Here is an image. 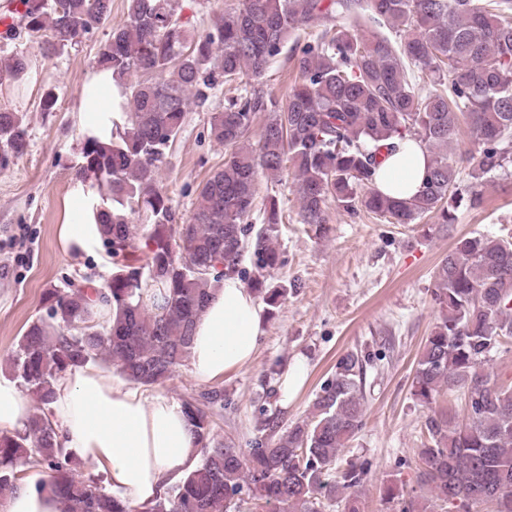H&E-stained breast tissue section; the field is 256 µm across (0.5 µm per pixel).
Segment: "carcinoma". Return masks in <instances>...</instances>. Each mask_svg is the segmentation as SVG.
<instances>
[{
    "instance_id": "cac0c4a2",
    "label": "carcinoma",
    "mask_w": 512,
    "mask_h": 512,
    "mask_svg": "<svg viewBox=\"0 0 512 512\" xmlns=\"http://www.w3.org/2000/svg\"><path fill=\"white\" fill-rule=\"evenodd\" d=\"M17 19L0 35L41 38L45 58L73 49L100 28L112 0H21ZM381 25L366 34L363 24ZM302 25L324 26L293 53L299 81L288 102L259 88L271 62ZM180 0H127L123 25L100 45L97 66L112 70L124 111L112 113L105 143L83 136L75 180L106 188L111 204L98 224L112 253V275L100 289L74 283L48 292L46 315L26 328L9 355L11 378L37 402L24 434L0 433V494L11 495L18 469L37 463L51 472V488L66 512H134L103 486V476L80 469L49 418L54 386L70 368L108 364L145 387L163 384L191 354L195 324L224 277L241 273L251 249L247 288L275 307L285 288L266 286L279 264L277 202L266 224L247 238L246 224L262 175L281 180L293 168L304 224L327 223L326 203L364 210L392 224L437 214L455 221L463 200L482 203L480 191L461 196L457 165L482 179L512 163V0H237L209 28L190 31ZM409 60L437 77L427 90L410 80ZM29 57H0V86L17 82ZM448 79L444 86L442 79ZM248 80L251 90L211 113L209 134L227 148L224 163L199 186L198 201L179 224L158 184L167 152L190 107L205 109L211 92ZM268 113L257 142L253 117ZM465 117L476 149L453 146ZM411 137L431 160L423 186L410 200L374 185L378 155ZM27 149L20 112L0 110V170ZM142 221V256L130 257L133 220ZM439 321L423 346L412 395L431 409L420 449L421 482L445 512L478 504L512 512V385L498 382L492 362L512 340V240L476 233L455 241L435 271ZM109 307L103 319L96 304ZM463 390L465 419L432 408L445 392ZM224 399L211 388L182 401L198 439L199 463L145 512H236L242 496L261 512H322L340 502L360 512L369 481L367 461L337 466L363 426V361L341 356L316 392L311 418L284 434L260 439L243 456L217 440L210 406Z\"/></svg>"
}]
</instances>
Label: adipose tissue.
I'll use <instances>...</instances> for the list:
<instances>
[{
	"instance_id": "obj_1",
	"label": "adipose tissue",
	"mask_w": 512,
	"mask_h": 512,
	"mask_svg": "<svg viewBox=\"0 0 512 512\" xmlns=\"http://www.w3.org/2000/svg\"><path fill=\"white\" fill-rule=\"evenodd\" d=\"M119 88L108 69L87 72L79 90V110L86 130L109 140L112 102ZM430 155L421 143L408 140L378 168L375 186L383 194L409 199L418 194ZM81 212L65 216L60 228L64 248L89 251L99 241L95 221L98 191L79 187ZM263 306L233 276L225 277L201 314L191 348L193 375L204 382L223 379L249 365L263 333ZM63 445L95 472L104 474L112 494L141 508L196 468L198 440L176 400L157 393L146 397L113 382L94 365L69 370L55 386L49 405ZM32 402L18 383L0 375V431H26ZM50 474L43 466L21 469L5 512H61L59 499L45 492Z\"/></svg>"
}]
</instances>
